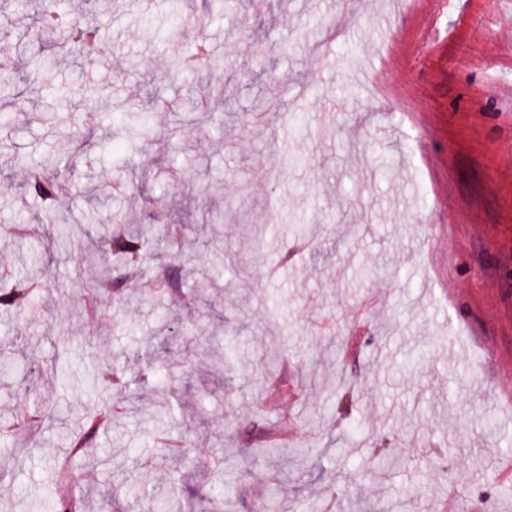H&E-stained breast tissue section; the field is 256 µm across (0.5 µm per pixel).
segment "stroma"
Segmentation results:
<instances>
[{
  "label": "stroma",
  "mask_w": 512,
  "mask_h": 512,
  "mask_svg": "<svg viewBox=\"0 0 512 512\" xmlns=\"http://www.w3.org/2000/svg\"><path fill=\"white\" fill-rule=\"evenodd\" d=\"M224 2L184 0L173 25L166 0H69L98 60L22 82L0 122V288L38 285L0 307V426L56 411L0 441V512H56L66 462L88 512H130L133 475L194 512L228 452L232 512H321L330 489L347 512L414 490L443 512L449 483L470 512H512V0ZM198 39L193 79L170 50ZM142 109L148 136L111 120ZM35 162L82 234L46 223ZM113 217L149 236L139 268L113 266ZM214 330L231 346L197 344ZM158 361L172 378L139 401L100 383ZM31 295V286L24 282H18L5 291H0V305L23 307L29 303Z\"/></svg>",
  "instance_id": "1"
}]
</instances>
